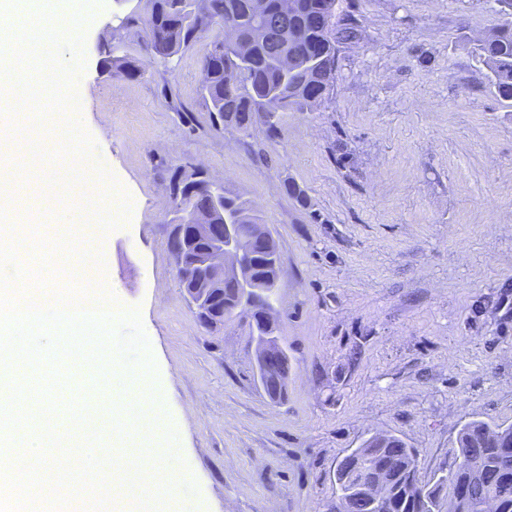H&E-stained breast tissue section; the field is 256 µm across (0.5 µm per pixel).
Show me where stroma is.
Instances as JSON below:
<instances>
[{
    "mask_svg": "<svg viewBox=\"0 0 512 512\" xmlns=\"http://www.w3.org/2000/svg\"><path fill=\"white\" fill-rule=\"evenodd\" d=\"M340 2L358 36L320 105L285 114L274 136L255 130L267 163L214 130L198 96L221 29L169 70L144 51L148 0H101L86 30L76 93L94 149L82 178L130 200L94 252L104 286L139 309L155 416L198 485L176 492L177 512H327L337 462L372 434L416 448L428 479L453 461L460 423H512V107L473 51L504 18L491 0ZM107 30L140 75L101 70ZM194 164L250 199L278 244L283 404L253 376L247 327H202L178 285L169 171ZM64 368L62 402L111 414V370Z\"/></svg>",
    "mask_w": 512,
    "mask_h": 512,
    "instance_id": "1",
    "label": "stroma"
}]
</instances>
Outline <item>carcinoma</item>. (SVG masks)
<instances>
[{"label":"carcinoma","mask_w":512,"mask_h":512,"mask_svg":"<svg viewBox=\"0 0 512 512\" xmlns=\"http://www.w3.org/2000/svg\"><path fill=\"white\" fill-rule=\"evenodd\" d=\"M278 0H268L267 25L274 29L298 32L294 38L269 40L256 35L259 19L255 0H150V12L145 19L148 41L145 46L148 58L164 64H173L182 52L194 45L214 27L234 29L247 46L248 58L225 40L211 43L224 48L220 64L208 70L207 84L200 87V98L211 117L212 127L234 129L243 145L250 148L253 131L263 127L274 134L287 112L312 108V96L321 88H329L336 80L337 53L341 45L358 35L357 18L351 11L337 14L338 0H296L293 13L281 17L277 13ZM313 13L326 18L323 28L308 24ZM286 52L294 61V68L284 75L275 65L279 52ZM479 63L487 70V78L496 94L512 105V23L499 27L479 41L475 48ZM103 65L112 69L136 70L121 55V41L113 38L103 43ZM172 208L192 206L194 223L210 224L212 215L207 213L209 201L215 194L224 198V221L239 224L246 229L249 224H262L264 220L251 202L226 188H213L203 174L192 167L179 166L169 177ZM200 273L197 260L176 264V278L180 288L191 293ZM275 274V270L262 257L253 259L250 277L260 282ZM224 315L212 316L215 324L233 318L246 320L237 310L236 285H224V298L218 301ZM503 439L512 437V424H492L483 420H470L459 428L455 444L457 453L449 465L453 478L439 477L432 483L420 481L418 476L403 472L388 484V495L377 512H434L455 489L464 484L468 470L475 459H480L487 471V479L465 491L468 512H483L488 499L498 503V512H512V447L506 443H490L480 439L478 430ZM419 454L400 437L392 435L388 445L375 448L368 441L351 450L336 466V504L341 512H367L358 500L363 478L376 470L395 471L400 465L417 466ZM420 482L417 492L425 503L412 499L408 493V478Z\"/></svg>","instance_id":"obj_1"}]
</instances>
